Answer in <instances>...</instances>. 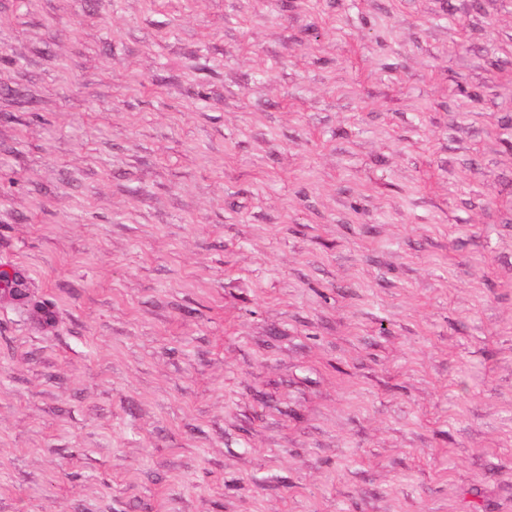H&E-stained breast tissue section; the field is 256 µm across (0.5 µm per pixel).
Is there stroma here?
Wrapping results in <instances>:
<instances>
[{
	"label": "stroma",
	"mask_w": 512,
	"mask_h": 512,
	"mask_svg": "<svg viewBox=\"0 0 512 512\" xmlns=\"http://www.w3.org/2000/svg\"><path fill=\"white\" fill-rule=\"evenodd\" d=\"M4 268L0 512H512V0H0Z\"/></svg>",
	"instance_id": "1"
}]
</instances>
